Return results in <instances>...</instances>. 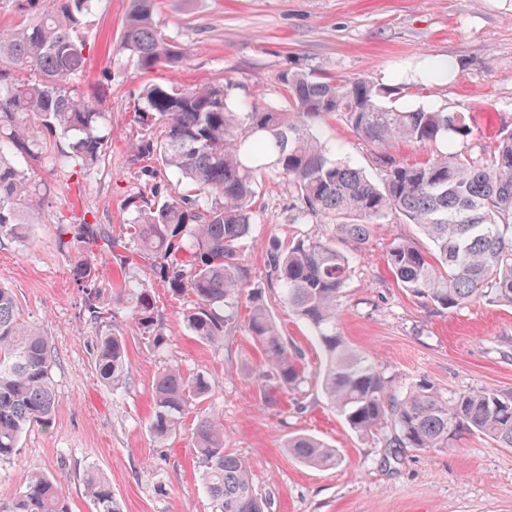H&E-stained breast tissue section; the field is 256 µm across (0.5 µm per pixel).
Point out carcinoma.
<instances>
[{
	"label": "carcinoma",
	"instance_id": "cac0c4a2",
	"mask_svg": "<svg viewBox=\"0 0 512 512\" xmlns=\"http://www.w3.org/2000/svg\"><path fill=\"white\" fill-rule=\"evenodd\" d=\"M14 15L0 31V235L27 237L41 222L48 187L33 180L30 162L51 168L95 169L105 150L95 134L103 97L75 88L86 71L84 18L95 0H9ZM160 0H130L120 47L144 73L181 68L187 52L157 26ZM279 82L293 111L238 97L234 83L148 84L133 122L159 130L130 144L134 160H155L193 185L191 193L154 188L137 201V217L114 236L109 227L82 217L59 221V242L74 251L72 275L90 323L101 325L114 308L128 312L136 331L155 350L169 341L153 291L103 284L90 258L92 247L126 265L141 259L148 277L171 295L192 296L184 314L200 342L218 345L242 326L261 355L252 374L271 404L305 379L300 353L281 335L262 292L247 288L244 244L251 237L254 185L269 169L285 180L301 224H330L334 235L305 236L287 247L265 246L264 261L282 301L316 333L326 364L321 387L349 428L373 435L391 426L395 447L446 448L464 433L486 436L512 448V394L492 388L463 391L448 399L424 384L399 391L375 364L352 349L337 330L339 300L350 276L339 243L363 251L388 218L414 224L432 242L423 250L395 240L387 253L396 282L426 306L462 309L486 302L512 308V131L478 151L453 150L472 129L460 112L398 104L390 90L363 78L336 80L285 71ZM40 120L35 131L29 117ZM336 116L373 149L376 175L334 160L314 131L316 121ZM446 145L407 163L392 149ZM248 302L245 324L239 305ZM54 349L22 317L8 288L0 287V462L14 458L31 426L49 427L57 405L51 378ZM99 378L117 386L128 374L126 341L97 338ZM205 377L167 364L152 386L150 431L161 444L195 413L193 436L199 467L215 512H267L251 478L250 464L224 450L220 415L202 408ZM288 451L310 466H334L341 457L308 434L288 438ZM96 512H119L109 484L93 472L84 477ZM0 512H69L60 487L40 472L0 504Z\"/></svg>",
	"mask_w": 512,
	"mask_h": 512
}]
</instances>
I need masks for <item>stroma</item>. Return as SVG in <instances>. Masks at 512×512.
<instances>
[{
    "instance_id": "1",
    "label": "stroma",
    "mask_w": 512,
    "mask_h": 512,
    "mask_svg": "<svg viewBox=\"0 0 512 512\" xmlns=\"http://www.w3.org/2000/svg\"><path fill=\"white\" fill-rule=\"evenodd\" d=\"M129 0H97L84 28L91 52L83 81L102 75L101 134L108 139L99 167L82 180L57 169H36L52 184L40 224L27 238L0 236V286L11 289L25 319L49 337L57 408L50 428L33 426L13 460L0 463V502L21 490L28 472L49 476L70 512H96L83 478L98 473L121 512H212L192 439V420L166 443L148 423L152 384L166 362L204 375L205 408L224 420V446L248 460L252 481L268 512H512V448L466 434L447 448L386 447L382 436L351 431L325 399L319 376L325 357L309 327L279 299L263 258L269 240L288 243L326 235L325 224L293 221V200L282 177L258 183L255 241L245 247L247 285L261 289L274 320L302 354L306 379L264 405L248 374L260 359L243 331L218 346L187 331L188 297L155 286L170 337L152 349L132 330L126 310L104 329L85 324L67 251L60 248V216L95 215L119 230L134 212L130 199L176 176L145 174L128 144L141 136L133 122L145 83L192 85L231 79L245 99L289 110L279 75L288 69L339 80L365 78L396 89L401 103L464 113L474 143L512 130V0H163L159 23L188 52L184 67L142 73L120 48ZM440 57L463 68L453 80L429 81L425 70ZM319 132L333 158L371 168L370 151L341 120L329 117ZM430 243L416 227L382 225L365 251L354 255L339 301L337 328L345 341L376 364L394 386L424 383L445 397L473 387L512 393V308L478 302L454 311L427 307L399 288L387 264L393 239ZM124 336L130 376L119 388L104 385L94 367L101 331ZM298 433L336 448L334 468L306 465L285 444Z\"/></svg>"
}]
</instances>
